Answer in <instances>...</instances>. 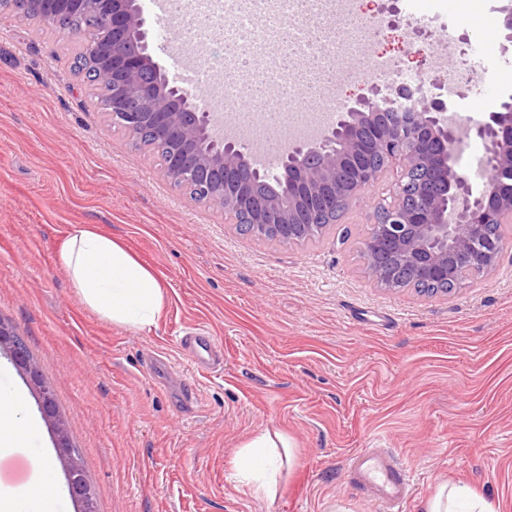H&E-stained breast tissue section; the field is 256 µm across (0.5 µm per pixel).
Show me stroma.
<instances>
[{
	"instance_id": "35a3bbf8",
	"label": "stroma",
	"mask_w": 512,
	"mask_h": 512,
	"mask_svg": "<svg viewBox=\"0 0 512 512\" xmlns=\"http://www.w3.org/2000/svg\"><path fill=\"white\" fill-rule=\"evenodd\" d=\"M503 0L458 14L456 0H363L378 27L353 57L394 55L403 81L442 98L438 63L409 42L451 35L464 75L454 102L474 123L512 101V41ZM77 38L39 19L0 13V320L24 340L82 453L97 512H381L350 482L346 458L391 448L413 468L405 512H422L443 479L512 512V224L496 269L448 296L385 291L363 271L388 168L316 241L288 245L239 234L216 204L175 187L157 157L99 110L72 68ZM112 236L164 284L156 327L113 324L76 295L56 260L73 226ZM347 241H340L342 228ZM200 334L222 346L207 369L181 346ZM295 443L279 496L256 501L233 470L263 429ZM54 447L49 428L0 460V483L31 474Z\"/></svg>"
}]
</instances>
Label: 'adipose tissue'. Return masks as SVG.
<instances>
[{
  "label": "adipose tissue",
  "instance_id": "ef3b65f1",
  "mask_svg": "<svg viewBox=\"0 0 512 512\" xmlns=\"http://www.w3.org/2000/svg\"><path fill=\"white\" fill-rule=\"evenodd\" d=\"M58 262L83 303L104 319L132 330L155 326L163 311L166 290L161 281L112 237L93 226L73 228ZM39 433L24 393L0 392V460L14 455ZM290 437L269 429L254 434L238 450L234 465L239 481L253 497L274 501L282 484L284 464L292 457ZM61 495L49 454L33 460L32 475L15 486H0V512H56ZM424 512H498L485 494L460 483L439 482Z\"/></svg>",
  "mask_w": 512,
  "mask_h": 512
}]
</instances>
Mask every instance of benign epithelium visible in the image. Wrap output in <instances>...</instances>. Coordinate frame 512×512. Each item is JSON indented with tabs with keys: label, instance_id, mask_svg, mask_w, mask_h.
Listing matches in <instances>:
<instances>
[{
	"label": "benign epithelium",
	"instance_id": "benign-epithelium-1",
	"mask_svg": "<svg viewBox=\"0 0 512 512\" xmlns=\"http://www.w3.org/2000/svg\"><path fill=\"white\" fill-rule=\"evenodd\" d=\"M41 20L56 23L78 5L103 30L83 52L96 61V77L112 87L104 112L132 135L147 134L165 148L164 174L199 202H215L241 215L256 238L302 243L336 223L360 192L393 162L402 168L393 201L375 212L363 243L365 273L379 287L403 280L448 295L470 276L492 272L503 247L492 233L512 223V104L478 127L462 128L439 99L429 103L404 89L391 99L373 92L336 115L315 139H297L276 158L294 192L283 203L257 191L265 170L221 132L215 113L189 92L161 78L148 50L149 30L139 0H42ZM486 142L490 173L473 194L468 173L455 162L461 140ZM31 379L52 428L57 456L84 512L94 503L82 480L81 452L69 446L50 392L15 333L0 322V350Z\"/></svg>",
	"mask_w": 512,
	"mask_h": 512
}]
</instances>
